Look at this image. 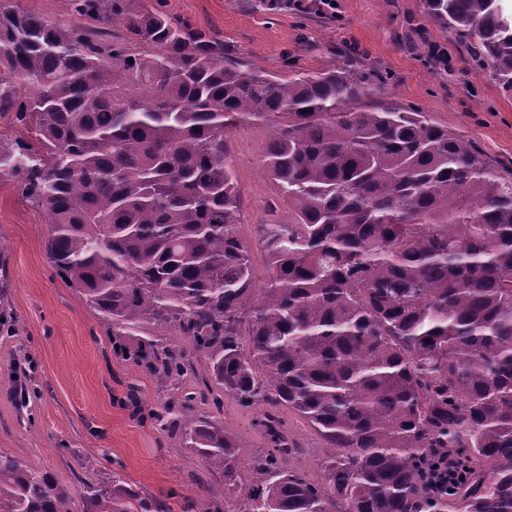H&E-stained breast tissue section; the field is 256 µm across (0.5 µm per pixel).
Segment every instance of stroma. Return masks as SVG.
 I'll return each instance as SVG.
<instances>
[{"instance_id": "1", "label": "stroma", "mask_w": 512, "mask_h": 512, "mask_svg": "<svg viewBox=\"0 0 512 512\" xmlns=\"http://www.w3.org/2000/svg\"><path fill=\"white\" fill-rule=\"evenodd\" d=\"M337 14L272 10L268 0H161L175 20L224 42L226 58L284 74L341 67L375 70L387 78L383 99L425 112L434 123L469 139L498 168H512V94L493 79L492 64L478 66L454 34L428 20L424 0H337ZM448 63L429 60L432 45ZM270 129L232 130L226 163L241 200L239 236L247 246L256 282L267 278L260 227L288 221V207L262 168ZM50 227L0 177V300L8 330L0 332V450L67 484L82 497L98 458L103 473L187 512L206 470L183 447L179 431L153 415L195 389L176 384L118 354L112 331L77 290L55 272L46 245ZM27 384L28 400L14 388ZM218 415L248 453L264 451L259 422L264 409L228 398ZM281 414L304 448L297 465L321 480L324 443L292 410Z\"/></svg>"}]
</instances>
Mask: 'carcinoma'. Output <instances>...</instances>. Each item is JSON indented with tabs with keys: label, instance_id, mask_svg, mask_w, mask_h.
<instances>
[{
	"label": "carcinoma",
	"instance_id": "cac0c4a2",
	"mask_svg": "<svg viewBox=\"0 0 512 512\" xmlns=\"http://www.w3.org/2000/svg\"><path fill=\"white\" fill-rule=\"evenodd\" d=\"M58 22L0 3V176L51 225L56 272L133 352L203 389L154 415L237 512H512V171L421 112L357 109L365 69L274 75L156 8L70 0ZM512 94L501 0H425ZM264 122L288 223L262 225L256 285L224 136ZM170 333L167 341L154 335ZM248 333L249 349L242 344ZM261 405L268 449L198 405ZM319 433L322 480L280 410ZM452 454L467 479L432 492ZM71 489L0 451V512H72ZM193 512H223L210 488ZM83 512H169L114 477Z\"/></svg>",
	"mask_w": 512,
	"mask_h": 512
}]
</instances>
